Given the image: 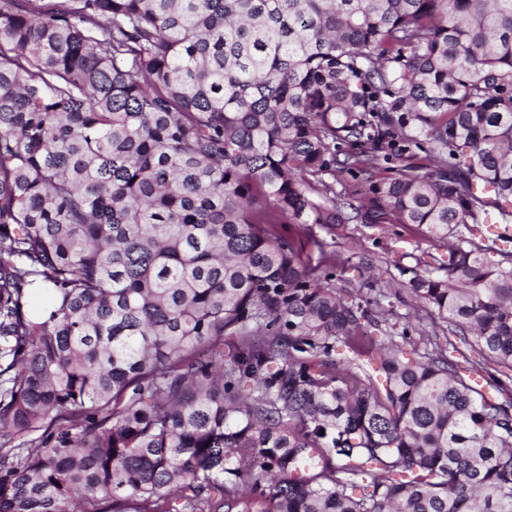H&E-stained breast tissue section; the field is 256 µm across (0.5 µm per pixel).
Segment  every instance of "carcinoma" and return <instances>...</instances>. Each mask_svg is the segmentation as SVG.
Masks as SVG:
<instances>
[{
    "label": "carcinoma",
    "instance_id": "carcinoma-1",
    "mask_svg": "<svg viewBox=\"0 0 512 512\" xmlns=\"http://www.w3.org/2000/svg\"><path fill=\"white\" fill-rule=\"evenodd\" d=\"M511 381L512 0H0V512H512ZM307 225L311 226L315 235L328 243V251L338 259L337 288L358 286L359 262L371 259L374 267L372 273L380 277L381 281L396 285L401 299L410 305L414 303L408 281L413 274L409 272L401 275L399 269L415 267L413 257L420 256L423 251L437 254L444 250L439 247L442 243L432 241L417 226L409 224L349 223L336 224L334 227ZM449 339L456 343L457 347L463 351L470 360L476 361L479 365H477V369L479 372H474V376H482L483 377V385L486 386L485 390L489 393V396H498V385L499 380H505L506 378L501 374L499 370H504L499 368L497 365L492 362L486 361L482 357H480L476 352L472 350H468L464 345L459 343V339L454 336H449Z\"/></svg>",
    "mask_w": 512,
    "mask_h": 512
}]
</instances>
